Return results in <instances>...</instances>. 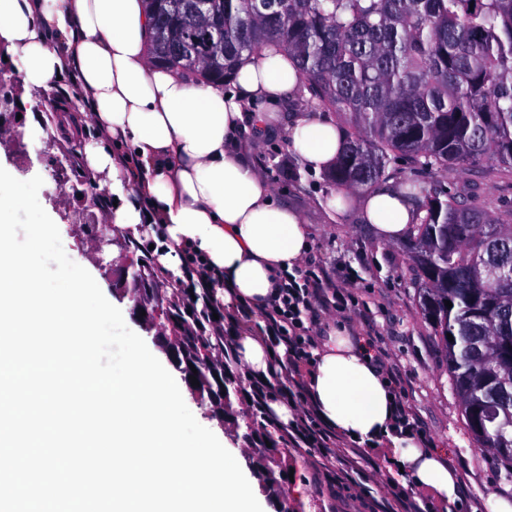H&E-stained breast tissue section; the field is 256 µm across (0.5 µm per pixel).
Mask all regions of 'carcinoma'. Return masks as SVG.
<instances>
[{
	"mask_svg": "<svg viewBox=\"0 0 512 512\" xmlns=\"http://www.w3.org/2000/svg\"><path fill=\"white\" fill-rule=\"evenodd\" d=\"M155 62L215 85L238 59L272 43L288 53L307 106L336 115L341 153L325 177L338 189L394 182L416 206L406 237L420 313L438 337L451 387L477 448L512 479V213L470 200L431 175L512 169V0H150ZM154 289L159 338L194 365L203 405L222 418L224 337L188 324L196 303ZM451 302L452 307L445 306ZM453 340H448L447 335ZM491 403L494 417L476 421Z\"/></svg>",
	"mask_w": 512,
	"mask_h": 512,
	"instance_id": "cac0c4a2",
	"label": "carcinoma"
}]
</instances>
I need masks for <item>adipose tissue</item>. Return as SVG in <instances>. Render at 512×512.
I'll use <instances>...</instances> for the list:
<instances>
[{
	"label": "adipose tissue",
	"instance_id": "ef3b65f1",
	"mask_svg": "<svg viewBox=\"0 0 512 512\" xmlns=\"http://www.w3.org/2000/svg\"><path fill=\"white\" fill-rule=\"evenodd\" d=\"M145 0H0V49L22 75L23 102L69 77L84 118L96 127L84 165L117 201L105 223L121 236L143 224L163 229L156 262L172 279L189 262L215 272L210 297L235 322L232 358L242 383L286 379L285 346L240 321L261 312L280 272L310 249L302 216L275 200L262 174L237 150L246 121L269 127L278 107L296 97L300 79L273 44L238 62L223 90L197 74L155 63ZM288 147L319 173L335 161L343 132L330 117L305 112L287 129ZM359 209L380 241L403 240L416 211L396 188L363 191ZM317 416L344 440L385 445L388 478L399 477L441 504L456 502L459 478L444 452L420 447L393 430L396 398L364 340L330 329L302 368Z\"/></svg>",
	"mask_w": 512,
	"mask_h": 512
}]
</instances>
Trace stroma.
<instances>
[{"label": "stroma", "instance_id": "stroma-1", "mask_svg": "<svg viewBox=\"0 0 512 512\" xmlns=\"http://www.w3.org/2000/svg\"><path fill=\"white\" fill-rule=\"evenodd\" d=\"M62 110V100L52 96L43 101L40 111L24 112L30 173L43 179L39 194L69 257L90 272L107 300L121 310L126 325L141 335L148 348H155L153 332L132 316V300L114 290L89 246L62 218L56 184L41 159L44 141L48 132L56 131ZM294 114L293 104L282 105L273 134L259 136L249 130L243 138L275 199L298 210L308 224L311 249L307 260L328 270L337 284L353 287L360 314H336L333 323L343 325L349 335L378 342L389 364L401 371L406 381L405 405L426 430L430 447L446 449L448 464L460 478V497L443 509L412 486L384 483L380 472L387 464L385 450L341 440L325 457L296 447L290 436L277 429L273 435L287 476L280 483V495L264 499L265 512H407L413 504L426 507L427 512H485L488 496L512 498V481L506 479L500 461L478 449L466 429L438 340L418 313L403 244L378 242L371 226L364 224L357 202H350L333 217L324 212L320 203L334 187L324 174L302 171L289 150L285 129ZM273 156L279 161L275 168L269 163ZM437 178L461 193L512 205V175L466 167L438 173Z\"/></svg>", "mask_w": 512, "mask_h": 512}]
</instances>
